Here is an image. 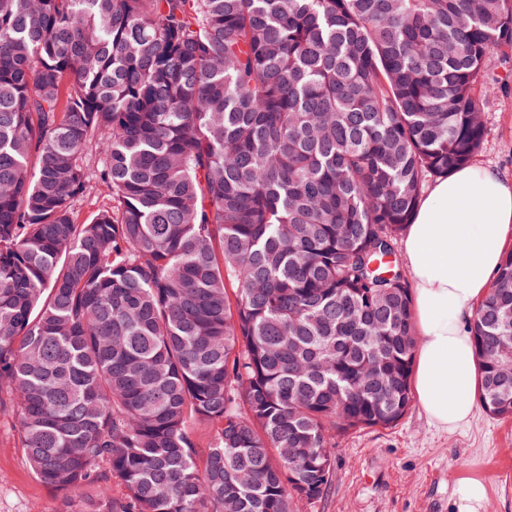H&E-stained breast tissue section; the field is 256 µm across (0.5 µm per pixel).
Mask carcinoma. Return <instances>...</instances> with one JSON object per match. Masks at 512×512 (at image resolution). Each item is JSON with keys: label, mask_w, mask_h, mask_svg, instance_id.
I'll use <instances>...</instances> for the list:
<instances>
[{"label": "carcinoma", "mask_w": 512, "mask_h": 512, "mask_svg": "<svg viewBox=\"0 0 512 512\" xmlns=\"http://www.w3.org/2000/svg\"><path fill=\"white\" fill-rule=\"evenodd\" d=\"M492 53L512 0H0V416L65 512H304L405 416L396 245ZM469 329L511 419L512 250ZM111 204L112 197L93 179L90 182L87 194L74 207L75 218L78 222H82L98 208L110 206Z\"/></svg>", "instance_id": "obj_1"}]
</instances>
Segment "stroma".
<instances>
[{
    "instance_id": "35a3bbf8",
    "label": "stroma",
    "mask_w": 512,
    "mask_h": 512,
    "mask_svg": "<svg viewBox=\"0 0 512 512\" xmlns=\"http://www.w3.org/2000/svg\"><path fill=\"white\" fill-rule=\"evenodd\" d=\"M486 134L475 164L512 177V81L483 100ZM481 483L486 512H512V420L477 411L447 433L412 404L393 427L339 439L328 494L311 512H450L456 489ZM61 500L32 473L12 425L0 422V512H61Z\"/></svg>"
}]
</instances>
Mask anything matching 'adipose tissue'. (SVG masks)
I'll return each instance as SVG.
<instances>
[{
    "label": "adipose tissue",
    "instance_id": "adipose-tissue-1",
    "mask_svg": "<svg viewBox=\"0 0 512 512\" xmlns=\"http://www.w3.org/2000/svg\"><path fill=\"white\" fill-rule=\"evenodd\" d=\"M512 237V178L475 164L436 180L404 239L419 333L414 389L427 418L452 432L474 417L479 366L469 333Z\"/></svg>",
    "mask_w": 512,
    "mask_h": 512
}]
</instances>
